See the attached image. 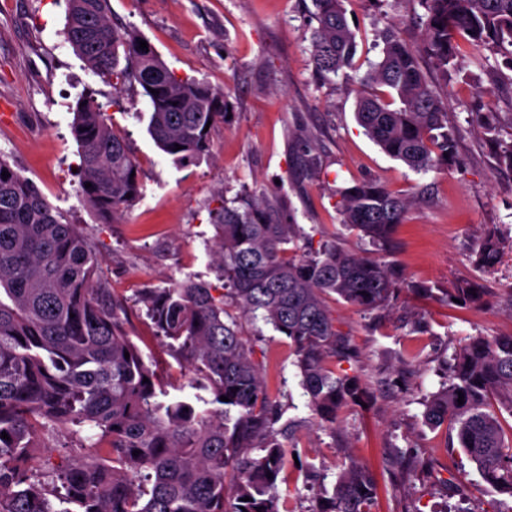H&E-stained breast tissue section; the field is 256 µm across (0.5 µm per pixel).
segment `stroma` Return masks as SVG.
<instances>
[{
  "instance_id": "35a3bbf8",
  "label": "stroma",
  "mask_w": 512,
  "mask_h": 512,
  "mask_svg": "<svg viewBox=\"0 0 512 512\" xmlns=\"http://www.w3.org/2000/svg\"><path fill=\"white\" fill-rule=\"evenodd\" d=\"M114 20L133 28L181 78L224 95L231 117L211 134L207 157L185 167L147 132L140 88L115 93L66 41V0H0V157L31 179L67 222L80 225L103 259L121 298L168 287L193 275L221 287L210 255V212L222 198L261 189L278 202L277 220L300 225L312 248L340 250L389 265L398 289L383 310L363 312L327 300L351 347L337 371L357 377L361 399L335 425L320 426L299 386L287 337L238 318L251 358L288 426V462L278 494L287 512H317L331 497L341 464L354 462L377 482L370 512H512V496L485 484L459 448L452 423L424 418L427 398L447 379V364L470 337L512 334V170L496 142L512 143V67L501 56L474 57L460 43L458 69L422 67L448 110L458 166L417 174L383 154L358 126V81L376 63L382 34L398 25L420 44L421 0H349L358 44L353 68L316 75L311 0H111ZM91 93L112 117L139 166L142 196L111 222L83 200L78 144L71 132L78 97ZM375 179L410 200L388 244L360 238L341 222L337 188ZM505 247L490 270L478 266L487 234ZM476 281L479 301L458 304L457 282ZM132 339L166 381L191 373L151 339V322L130 311ZM92 432L48 424L30 461L74 458Z\"/></svg>"
}]
</instances>
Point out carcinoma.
Listing matches in <instances>:
<instances>
[{
    "instance_id": "carcinoma-1",
    "label": "carcinoma",
    "mask_w": 512,
    "mask_h": 512,
    "mask_svg": "<svg viewBox=\"0 0 512 512\" xmlns=\"http://www.w3.org/2000/svg\"><path fill=\"white\" fill-rule=\"evenodd\" d=\"M67 2V42L114 89L141 87L157 147L181 165L207 155L211 130L224 123V94L178 78L153 45L139 48L142 35L112 23L111 0ZM345 2L312 0V60L323 78L353 66L357 42ZM424 3L421 48L388 30L380 60L361 79L387 93L361 92L354 111L369 139L416 173L456 162L448 112L423 72L421 54L446 73L457 67L464 36L476 55H500L512 64V0ZM73 113L82 194L109 219L142 195L139 176L132 175L137 163L93 96H80ZM3 171L9 177L0 176V433L8 438L0 437V512H280L277 482L286 449L275 425L281 410L237 323L224 319L225 306L261 318L291 341L308 406L333 425L359 385L330 364L348 348L325 296L382 310L397 288L391 268L333 244L299 245V225L275 221L276 207L263 192L222 200L210 215L212 256L224 287L189 277L136 300L154 335L194 374L173 393L129 336L126 301L107 288L94 243L0 158ZM336 195L342 223L374 244L390 239L410 205L373 179ZM501 245L494 235L486 239L482 268L498 263ZM480 293L466 280L453 298L475 302ZM493 401L512 414V335L478 337L462 347L447 385L427 399L425 417L431 425L453 420L458 445L482 480L512 496V433L490 410ZM48 422L92 427L97 440L86 447L88 457L27 468ZM229 469L237 473L230 488ZM375 493L373 476L350 462L318 512H367Z\"/></svg>"
}]
</instances>
